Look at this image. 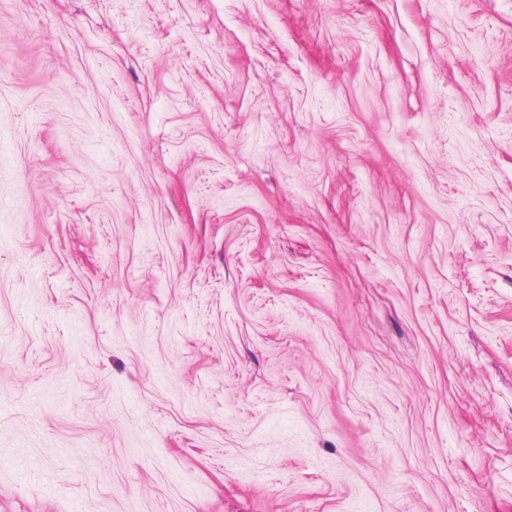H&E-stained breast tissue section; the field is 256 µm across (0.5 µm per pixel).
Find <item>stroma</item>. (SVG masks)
I'll list each match as a JSON object with an SVG mask.
<instances>
[{
  "mask_svg": "<svg viewBox=\"0 0 512 512\" xmlns=\"http://www.w3.org/2000/svg\"><path fill=\"white\" fill-rule=\"evenodd\" d=\"M0 512H512V0H0Z\"/></svg>",
  "mask_w": 512,
  "mask_h": 512,
  "instance_id": "obj_1",
  "label": "stroma"
}]
</instances>
